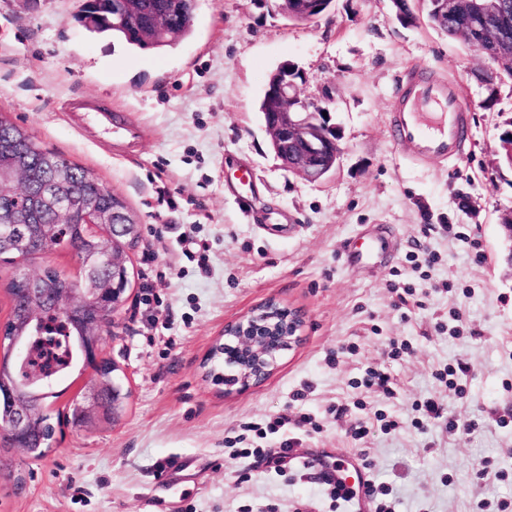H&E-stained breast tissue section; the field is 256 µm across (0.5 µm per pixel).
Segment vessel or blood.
I'll return each instance as SVG.
<instances>
[{"label": "vessel or blood", "instance_id": "1", "mask_svg": "<svg viewBox=\"0 0 512 512\" xmlns=\"http://www.w3.org/2000/svg\"><path fill=\"white\" fill-rule=\"evenodd\" d=\"M67 110L91 114L109 138L131 141L138 135V126L127 116L112 114L86 100H72ZM390 132L395 141L412 146V158L417 162L463 156L468 137L467 111L454 83L421 68L404 72L392 104ZM232 185L239 206L250 210L259 189L247 167H234ZM313 464L333 482L351 491L358 512H368V475L354 459L332 462L317 458Z\"/></svg>", "mask_w": 512, "mask_h": 512}]
</instances>
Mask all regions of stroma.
Instances as JSON below:
<instances>
[{
    "instance_id": "35a3bbf8",
    "label": "stroma",
    "mask_w": 512,
    "mask_h": 512,
    "mask_svg": "<svg viewBox=\"0 0 512 512\" xmlns=\"http://www.w3.org/2000/svg\"><path fill=\"white\" fill-rule=\"evenodd\" d=\"M82 3L0 0V116L84 167L140 224L102 343L130 396L118 421L78 430L63 418L94 372L78 365L62 377L44 402L62 424L50 448L0 447V512H353L331 501L320 469L230 459L226 440L238 435L274 456L295 436L298 455L355 458L389 489L393 512L512 503V240L501 224L512 168L499 139L512 77L488 81L480 50L424 18L401 25L392 0H333L305 23L280 0H195L191 35L161 53L88 32L75 19ZM287 62L306 76L302 97L330 101L343 129L344 151L320 183L284 168L258 112ZM413 65L457 84L469 115L463 158L416 164L391 140L398 79ZM75 97L127 114L137 143L74 129L65 106ZM228 154L259 185L254 218L225 184ZM376 229L390 251L348 265L346 250ZM20 267L81 280L65 246L0 260L1 323ZM269 299L303 316L300 341L263 382L225 392L208 355L226 325ZM392 339L411 353L389 359ZM460 362L461 390L436 379ZM370 365L394 378L395 397L353 388ZM427 398L444 416L419 429L415 405ZM359 399L371 425L356 440L336 407ZM377 411L396 429L373 423ZM302 413L318 431L295 433ZM283 416L287 426L257 438L254 426Z\"/></svg>"
}]
</instances>
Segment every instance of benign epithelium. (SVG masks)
Listing matches in <instances>:
<instances>
[{
    "mask_svg": "<svg viewBox=\"0 0 512 512\" xmlns=\"http://www.w3.org/2000/svg\"><path fill=\"white\" fill-rule=\"evenodd\" d=\"M443 13H455L469 8L481 16L496 15L504 9L501 0H437ZM495 48L487 53L492 61L512 70V51L500 27L484 24L476 47ZM305 75L290 63L281 65L270 77L266 87V112L262 120L270 136L271 146L290 171H296L307 181L324 180L334 169L342 153V131L332 122V116H323L328 108L318 101L301 97L298 81ZM57 199L53 208L64 212L80 211L95 217L93 223L112 225V246L98 244L80 252L78 260L86 280L58 291L46 304L47 316L56 318L67 328L75 330L72 337L74 363L97 367L102 363L100 345L104 337L112 335L114 312L125 301L122 285L128 279L127 250L117 247V238L126 236L129 224L117 223L120 210L98 211L84 197L66 190H52ZM26 249L42 241L30 234L24 223V214L16 213L11 222L0 224V245ZM109 268L112 280L99 279L100 270ZM39 276L20 269L14 276L15 292L22 296L43 300L40 289L34 287ZM303 326L301 315L273 299L267 300L238 321L224 329V361L234 365V373L224 376V385L247 388L264 381L273 370L277 359L299 341ZM17 347L16 356L7 361L10 368L25 371L28 343L20 336L11 338ZM44 376L21 379L9 387L0 389V439L12 448L33 451L32 429L39 417L35 391L47 384ZM129 391L125 390L117 376L97 375L91 384V402L77 403L70 424L75 428L92 425L107 418L118 419Z\"/></svg>",
    "mask_w": 512,
    "mask_h": 512,
    "instance_id": "7a95c632",
    "label": "benign epithelium"
}]
</instances>
